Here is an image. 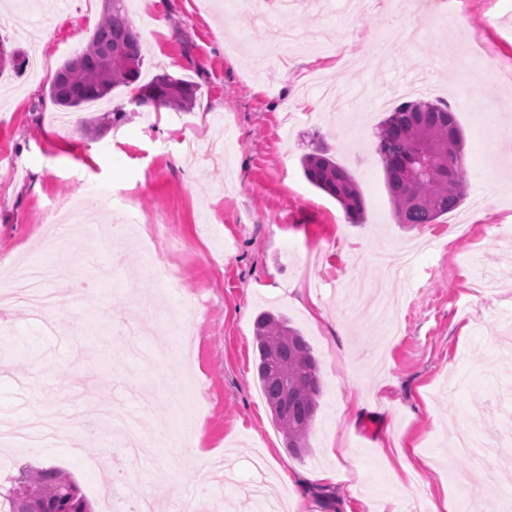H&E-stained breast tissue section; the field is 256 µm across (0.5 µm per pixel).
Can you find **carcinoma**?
<instances>
[{
    "instance_id": "obj_1",
    "label": "carcinoma",
    "mask_w": 512,
    "mask_h": 512,
    "mask_svg": "<svg viewBox=\"0 0 512 512\" xmlns=\"http://www.w3.org/2000/svg\"><path fill=\"white\" fill-rule=\"evenodd\" d=\"M5 61L24 70L19 50L7 52ZM144 58L140 34L133 28L125 0H107L99 25L85 48L64 61L48 88L53 104L66 109L101 100L117 87L137 86L136 104L188 112L197 87L169 74L139 84ZM117 108L93 119L99 128L122 123ZM376 152L398 224H435L456 210L467 196L464 136L448 103L407 101L380 122L375 133ZM305 178L342 207L353 224L364 222V202L354 176L339 165L323 143L300 158ZM257 377L272 421L283 431L288 453L301 458L309 452V436L321 396L318 363L301 333L288 318L264 312L255 321ZM9 512H91L89 503L72 478L55 467L21 469L3 495Z\"/></svg>"
}]
</instances>
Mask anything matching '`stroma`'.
I'll return each mask as SVG.
<instances>
[{"label": "stroma", "mask_w": 512, "mask_h": 512, "mask_svg": "<svg viewBox=\"0 0 512 512\" xmlns=\"http://www.w3.org/2000/svg\"><path fill=\"white\" fill-rule=\"evenodd\" d=\"M128 0L144 54L142 82L167 73L193 82L189 112L131 104V91L75 110L67 131L50 116L47 89L57 68L80 52L103 12L101 0H39L36 9L5 0L6 48L27 35L38 73L0 74V145L18 167L0 175V275L38 253L50 230L46 209L63 215L88 196L131 194L141 223L107 248L86 229L66 232L67 262L80 274L120 257L107 283L89 282L77 321L50 329L28 310L0 319V424L24 426L39 412L59 414L75 430L94 423V439L41 451L0 446V492L19 467H56L79 486L91 512H127L169 469L168 512L204 496L208 512H384L419 487L434 512L452 496L454 512H497L499 486H512V462L497 488L459 496L453 479L469 461L453 436L491 430L503 447L487 460L512 459V242L491 224L512 225V143L497 141L484 103L512 105V8L505 0H463L447 16L414 12L420 31L395 62L359 64L363 44L397 27L386 0L344 18L329 0ZM166 27H156L158 17ZM344 43L335 53L333 46ZM493 59L469 90L477 105L459 108L460 73L440 67ZM363 89L364 127L328 121L313 79ZM309 94H301V87ZM448 102L465 136L468 195L435 224L395 223L375 127L415 94ZM123 108L126 119L102 135L84 121ZM322 136L337 163L357 181L365 221L349 223L341 206L304 177L299 159ZM384 243L422 244L408 279L386 280L399 301L398 336L376 342L385 327L370 296L348 304V279L385 280L372 251ZM181 269L170 295L159 272ZM210 305L190 309L199 293ZM319 303L308 314L303 303ZM188 314L190 364L167 362L172 342L158 333L155 312ZM266 310L285 314L320 366L322 395L311 453L284 447L256 373L254 323ZM198 414L185 434L203 465H171L174 413ZM386 442L378 450V442ZM415 466L406 474L402 463ZM317 470L335 472L326 487L288 485Z\"/></svg>", "instance_id": "1"}]
</instances>
